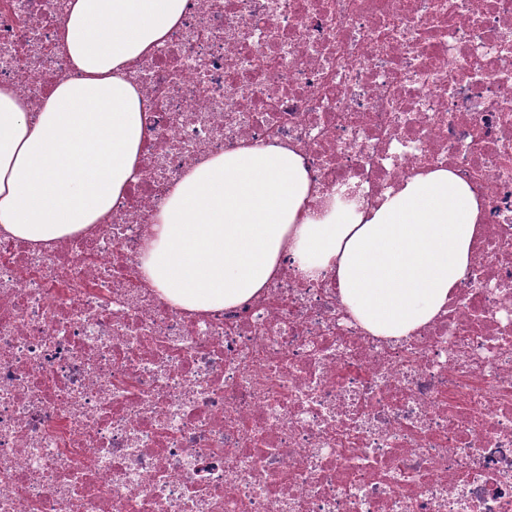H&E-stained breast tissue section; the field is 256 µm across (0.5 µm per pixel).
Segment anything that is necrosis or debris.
<instances>
[{
    "label": "necrosis or debris",
    "mask_w": 512,
    "mask_h": 512,
    "mask_svg": "<svg viewBox=\"0 0 512 512\" xmlns=\"http://www.w3.org/2000/svg\"><path fill=\"white\" fill-rule=\"evenodd\" d=\"M65 0H0V83L68 72ZM145 148L109 217L0 236V512H512V0H188L135 67ZM295 149L322 199L447 168L484 202L444 310L400 342L333 274L192 314L141 271L205 155Z\"/></svg>",
    "instance_id": "obj_1"
}]
</instances>
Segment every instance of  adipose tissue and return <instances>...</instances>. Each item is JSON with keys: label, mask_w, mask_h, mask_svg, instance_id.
I'll use <instances>...</instances> for the list:
<instances>
[{"label": "adipose tissue", "mask_w": 512, "mask_h": 512, "mask_svg": "<svg viewBox=\"0 0 512 512\" xmlns=\"http://www.w3.org/2000/svg\"><path fill=\"white\" fill-rule=\"evenodd\" d=\"M187 0H67L57 33L71 70L38 109L0 84V234L45 244L102 223L138 177L142 100L129 77L176 28ZM283 145L211 154L174 184L142 256L147 283L204 312L267 288L283 255L311 279L332 271L348 314L400 340L426 325L465 275L481 205L448 169L384 201L331 202Z\"/></svg>", "instance_id": "obj_1"}]
</instances>
